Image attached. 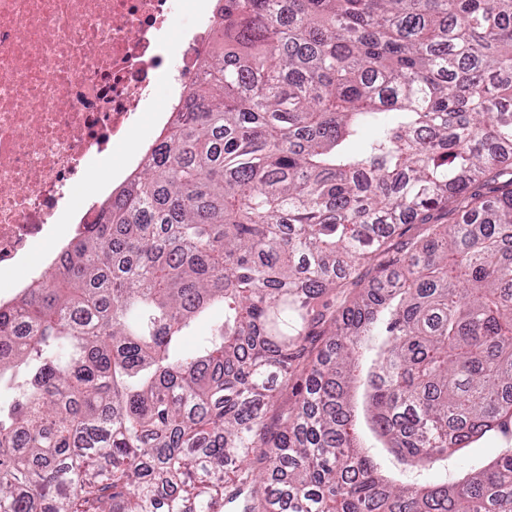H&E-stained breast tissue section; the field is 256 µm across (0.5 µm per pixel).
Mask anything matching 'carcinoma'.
<instances>
[{"mask_svg":"<svg viewBox=\"0 0 512 512\" xmlns=\"http://www.w3.org/2000/svg\"><path fill=\"white\" fill-rule=\"evenodd\" d=\"M216 16L239 50L0 303V512H512L511 447L399 484L351 401L405 472L512 441V0ZM503 442L498 436H489L472 443L462 457L453 462V468L463 473L469 471L471 467L481 466L484 461L496 454L498 448L504 446Z\"/></svg>","mask_w":512,"mask_h":512,"instance_id":"obj_1","label":"carcinoma"}]
</instances>
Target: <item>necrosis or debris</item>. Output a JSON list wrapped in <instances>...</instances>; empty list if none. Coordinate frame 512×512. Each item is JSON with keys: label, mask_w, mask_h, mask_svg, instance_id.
Instances as JSON below:
<instances>
[{"label": "necrosis or debris", "mask_w": 512, "mask_h": 512, "mask_svg": "<svg viewBox=\"0 0 512 512\" xmlns=\"http://www.w3.org/2000/svg\"><path fill=\"white\" fill-rule=\"evenodd\" d=\"M182 12L196 33L170 41ZM217 45L208 0H0V271L52 237L158 78L187 93Z\"/></svg>", "instance_id": "1"}]
</instances>
